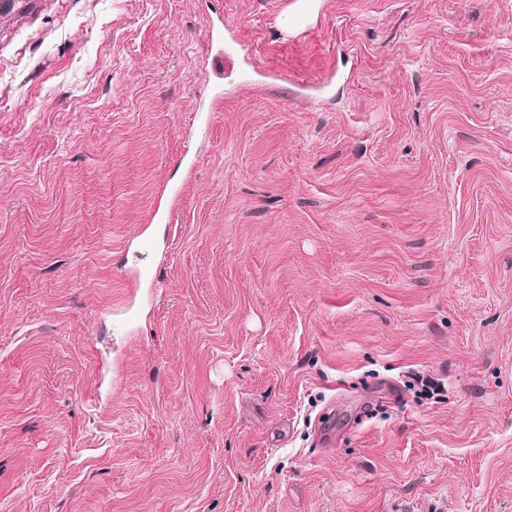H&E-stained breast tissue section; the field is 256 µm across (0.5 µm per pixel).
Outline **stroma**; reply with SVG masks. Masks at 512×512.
I'll use <instances>...</instances> for the list:
<instances>
[{"mask_svg": "<svg viewBox=\"0 0 512 512\" xmlns=\"http://www.w3.org/2000/svg\"><path fill=\"white\" fill-rule=\"evenodd\" d=\"M299 2L0 13V512H512V0ZM210 37L212 46L214 42L218 46L214 54L207 58L208 64H210L212 69H214L218 63H222L223 59H227L232 55H235L237 56L242 69L255 77L258 81L267 83L269 80L283 81L286 79L280 72L265 69L255 64L251 54L248 50L242 47L233 30L225 29V32H218L214 36L212 29Z\"/></svg>", "mask_w": 512, "mask_h": 512, "instance_id": "stroma-1", "label": "stroma"}]
</instances>
